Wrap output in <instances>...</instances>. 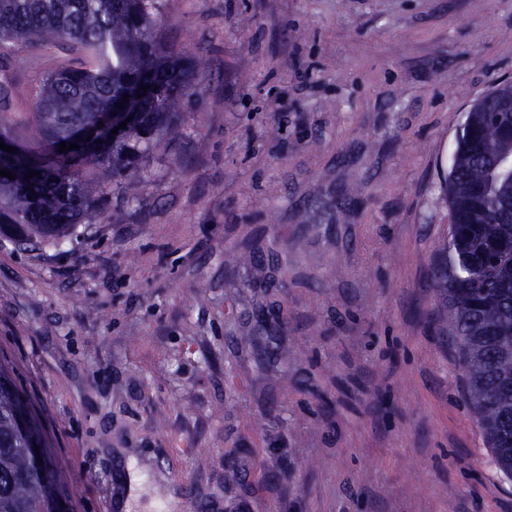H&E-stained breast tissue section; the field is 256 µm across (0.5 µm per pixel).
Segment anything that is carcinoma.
<instances>
[{
    "mask_svg": "<svg viewBox=\"0 0 512 512\" xmlns=\"http://www.w3.org/2000/svg\"><path fill=\"white\" fill-rule=\"evenodd\" d=\"M160 0H0V73L13 47H62L75 62L41 77L28 108L11 110L0 82V232L21 249L73 240L104 215L112 192L129 194L148 157L182 136L180 115L195 93V70L159 35ZM146 86L141 116L116 137L95 123L119 111L124 94ZM29 132L22 139L14 129ZM74 150L59 151L61 143ZM106 175L95 180L89 169ZM35 171L41 176L26 179ZM443 194L448 238L433 272L448 327L468 376V402L497 470L512 479V84L503 83L464 113ZM27 407L0 364V512H58L68 497L51 458L36 463L19 425Z\"/></svg>",
    "mask_w": 512,
    "mask_h": 512,
    "instance_id": "1",
    "label": "carcinoma"
}]
</instances>
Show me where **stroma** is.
Segmentation results:
<instances>
[{
  "mask_svg": "<svg viewBox=\"0 0 512 512\" xmlns=\"http://www.w3.org/2000/svg\"><path fill=\"white\" fill-rule=\"evenodd\" d=\"M161 19L196 66L185 136L77 245L0 238V361L68 512H114L131 459V512L160 485L177 512H512L433 286L462 116L512 81V0ZM69 58L18 50L14 110Z\"/></svg>",
  "mask_w": 512,
  "mask_h": 512,
  "instance_id": "obj_1",
  "label": "stroma"
}]
</instances>
